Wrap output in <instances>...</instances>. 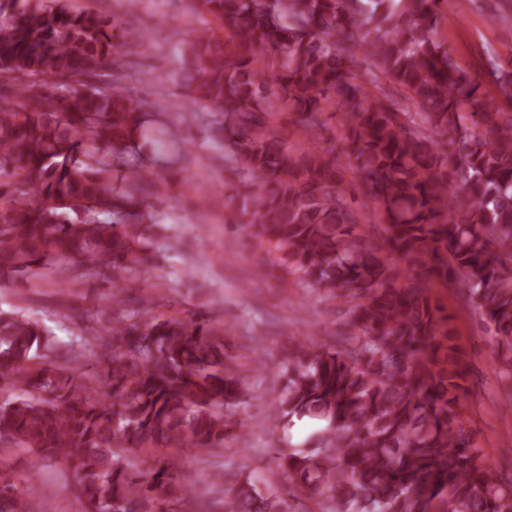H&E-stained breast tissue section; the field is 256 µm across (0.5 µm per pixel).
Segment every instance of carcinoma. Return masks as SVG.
<instances>
[{"label": "carcinoma", "instance_id": "carcinoma-1", "mask_svg": "<svg viewBox=\"0 0 512 512\" xmlns=\"http://www.w3.org/2000/svg\"><path fill=\"white\" fill-rule=\"evenodd\" d=\"M18 2L0 0V281L90 267L130 321L86 327L77 350L0 311V512H40L22 465L52 461L77 476L82 512H288L285 486L261 496L247 478L206 504L178 481L185 455L246 428L249 367L223 322L163 319L127 279L152 263L149 198L185 158L168 114L120 87L142 44L69 0ZM440 2L200 0L223 36L187 33L181 121L208 107L243 172L203 206L229 204L265 265L348 306L332 343L288 341L267 416L320 422L309 447L277 455L333 512H512V480L462 422L459 350L431 303L434 283L458 284L512 370V61L489 59L487 96L437 39ZM382 79L403 99L373 93ZM332 109L336 144L288 146L296 129L318 138ZM152 132L176 159L142 152ZM359 191L380 244L360 230Z\"/></svg>", "mask_w": 512, "mask_h": 512}]
</instances>
